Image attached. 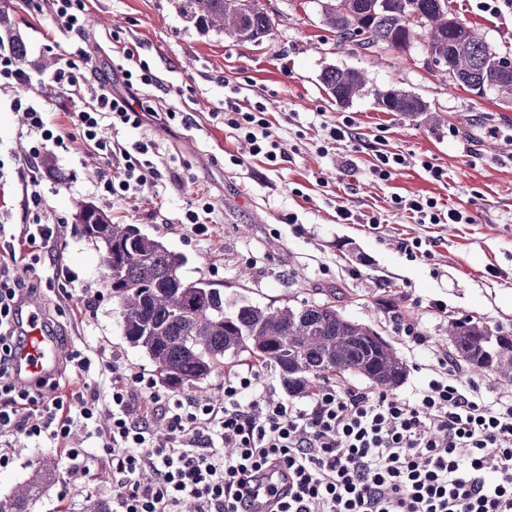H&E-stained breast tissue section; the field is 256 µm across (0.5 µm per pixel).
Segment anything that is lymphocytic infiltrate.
I'll return each instance as SVG.
<instances>
[{"label":"lymphocytic infiltrate","instance_id":"f902f5d3","mask_svg":"<svg viewBox=\"0 0 512 512\" xmlns=\"http://www.w3.org/2000/svg\"><path fill=\"white\" fill-rule=\"evenodd\" d=\"M49 15L62 32L82 35L83 0H24ZM36 139L26 157L38 172L49 146L63 136L46 127L47 105L13 98ZM144 115L129 98L98 85L92 101L75 108V133L106 156L98 174L102 195L120 201L161 179L151 143L124 146L121 129L139 128ZM224 125L252 156L275 166L286 160L263 105L244 109L224 100ZM396 210L419 224H469L468 211L431 196L392 195ZM56 233L47 215L19 236L0 241V468L20 441L62 449L73 476L88 473V453L67 439L82 419L112 477V512H249L252 500L272 512H512V397L487 402L477 387L457 381L460 367L436 355L433 376L412 398L326 383L298 404L276 397L254 367L234 371L219 402L178 397L153 377L80 352L69 361L82 374L111 377L108 391L46 395L43 381L16 384L14 352L25 340L18 305L29 289L19 263H38L36 243ZM167 427L165 439L154 422Z\"/></svg>","mask_w":512,"mask_h":512}]
</instances>
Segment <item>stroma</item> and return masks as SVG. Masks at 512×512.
Here are the masks:
<instances>
[{"mask_svg":"<svg viewBox=\"0 0 512 512\" xmlns=\"http://www.w3.org/2000/svg\"><path fill=\"white\" fill-rule=\"evenodd\" d=\"M276 14L272 35L260 45L203 33L176 13L171 0H84L82 36L57 33L48 17L22 10L21 0H0L13 19V33L26 46L24 68L40 69L47 32L62 47L77 44L90 62L88 83L125 93L115 62L122 47H137L157 77L141 101L160 113H188L191 126L144 121L121 130V140H151L152 159L163 173L136 198L117 202L96 188L105 159L81 140L52 148L40 172L39 191L58 233L24 278L41 306L42 320L62 353L102 354L115 364L155 375L148 355L125 339L120 310L107 286L102 252L73 233L83 203L103 209L117 224H134L156 235L186 259L188 281L201 280L224 293L226 302L259 306L335 301L347 317L367 324L391 342L407 366L398 387L412 397L428 380L433 351L452 352L449 321L467 318L496 335L512 336V103L495 91L478 96L430 70L420 44L404 52L364 53L337 47L323 22L320 0H262ZM454 17L478 27L487 43L512 55V0L497 11L478 0H448ZM365 72L361 95L340 106L326 93V67ZM188 93H175L178 85ZM401 89L421 97L427 113L406 117L378 107L375 93ZM40 97L50 104V129L69 131L72 102L52 83H34L17 93L0 92V229L19 233L36 212L30 198L25 156L32 144L13 96ZM241 105L263 103L271 131L289 158L272 167L251 156L225 129L214 111L225 97ZM350 119L359 139L337 145L329 155L318 147L323 123ZM496 137H486L487 128ZM403 154L406 167L391 179L370 174L378 145ZM241 165H233L232 157ZM442 166L447 176L431 180L422 160ZM206 194L212 214L205 234L181 221L186 205ZM427 195L468 211L470 224H418L391 206L392 194ZM352 212L338 220L337 205ZM294 223H287V216ZM378 225H369L370 217ZM430 241L429 253L406 250V242ZM89 290L91 305L79 300ZM446 313L432 310L433 302ZM429 339L428 348L405 342L396 314ZM53 468L50 482L30 501L29 512H83L86 500L112 501V478L98 459L87 462L91 477L75 478L53 448L20 447L0 468V500L10 497L41 463Z\"/></svg>","mask_w":512,"mask_h":512,"instance_id":"1","label":"stroma"}]
</instances>
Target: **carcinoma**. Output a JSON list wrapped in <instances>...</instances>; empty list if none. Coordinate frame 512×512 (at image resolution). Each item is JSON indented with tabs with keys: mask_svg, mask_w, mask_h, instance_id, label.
I'll list each match as a JSON object with an SVG mask.
<instances>
[{
	"mask_svg": "<svg viewBox=\"0 0 512 512\" xmlns=\"http://www.w3.org/2000/svg\"><path fill=\"white\" fill-rule=\"evenodd\" d=\"M251 2L172 0L185 22L200 32L259 44L275 21ZM322 10L339 46L374 53L405 51L419 42L457 85L468 91L481 85L512 100V72L506 71L512 59L492 50L472 26H466L465 38H457L448 0H322ZM321 82L336 104L345 105L361 94L367 79L361 70L331 66ZM375 96L387 112L416 117L429 111L420 97L400 90H379ZM75 229L112 259L110 288L123 335L149 356L169 390L200 383L242 354L274 367L291 397H306L317 383L350 374L387 391L406 377L394 346L371 326L347 318L333 301L229 307L219 289L187 281L183 257L138 226L115 224L95 207L77 215ZM448 332L458 336L456 358L512 382V336H494L465 319L451 323ZM51 476L48 466L35 468L22 492L0 500V512H27V503Z\"/></svg>",
	"mask_w": 512,
	"mask_h": 512,
	"instance_id": "1",
	"label": "carcinoma"
}]
</instances>
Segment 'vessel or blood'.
Segmentation results:
<instances>
[{
  "mask_svg": "<svg viewBox=\"0 0 512 512\" xmlns=\"http://www.w3.org/2000/svg\"><path fill=\"white\" fill-rule=\"evenodd\" d=\"M23 313L27 323V337L17 351L16 363L20 370L18 382L28 385L46 375L60 372L58 344L43 329L40 306L31 300L24 301Z\"/></svg>",
  "mask_w": 512,
  "mask_h": 512,
  "instance_id": "vessel-or-blood-1",
  "label": "vessel or blood"
}]
</instances>
